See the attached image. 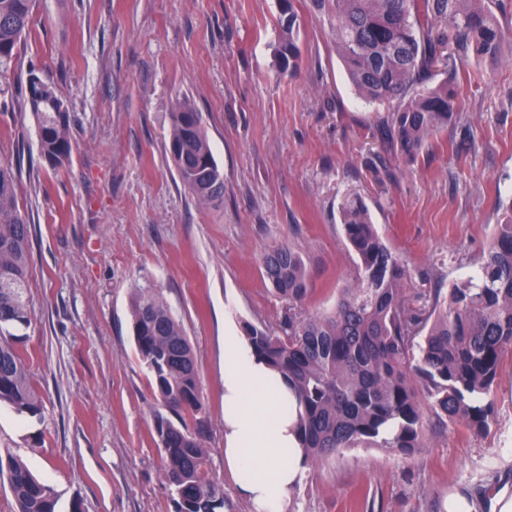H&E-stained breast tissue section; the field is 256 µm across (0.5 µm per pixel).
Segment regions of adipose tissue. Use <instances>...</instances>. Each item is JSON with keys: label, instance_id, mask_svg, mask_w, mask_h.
<instances>
[{"label": "adipose tissue", "instance_id": "1", "mask_svg": "<svg viewBox=\"0 0 512 512\" xmlns=\"http://www.w3.org/2000/svg\"><path fill=\"white\" fill-rule=\"evenodd\" d=\"M295 403L280 374L241 345L224 357V460L235 473H249L243 486L256 512H282L303 480L307 461L296 414L280 416V402Z\"/></svg>", "mask_w": 512, "mask_h": 512}]
</instances>
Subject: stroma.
I'll return each mask as SVG.
<instances>
[{
  "label": "stroma",
  "mask_w": 512,
  "mask_h": 512,
  "mask_svg": "<svg viewBox=\"0 0 512 512\" xmlns=\"http://www.w3.org/2000/svg\"><path fill=\"white\" fill-rule=\"evenodd\" d=\"M303 63L280 75L278 0H37L0 72V160L12 162L32 226L33 316L18 347L41 416L0 410V449L57 495V512H175L154 426L159 404L134 339L133 284L157 288L196 356L207 471L230 512H255L224 466V352L244 324L277 328L286 305L259 259L287 244L306 261L310 310L336 305L357 257L343 199L365 201L414 288L448 290L480 265L512 196V38L469 58L458 108L415 160L380 140L382 104L349 82L329 30L294 0ZM49 79L71 112L72 153L50 169L21 92ZM194 103L224 175L200 204L169 151L170 114ZM485 432L425 411L412 455L361 445L313 461L283 512H448V492L485 498L512 455V351Z\"/></svg>",
  "instance_id": "stroma-1"
}]
</instances>
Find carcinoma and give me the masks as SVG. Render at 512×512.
Returning <instances> with one entry per match:
<instances>
[{"label":"carcinoma","mask_w":512,"mask_h":512,"mask_svg":"<svg viewBox=\"0 0 512 512\" xmlns=\"http://www.w3.org/2000/svg\"><path fill=\"white\" fill-rule=\"evenodd\" d=\"M36 0H0V67L17 54ZM326 24L356 92L389 105L377 126L383 141L408 160L448 128L457 110L454 82L469 53L496 58L509 35L495 10L503 0H310ZM278 68L294 75L302 63L294 0H279ZM448 78L432 83L437 69ZM23 108L36 121L40 155L55 170L70 158V110L50 82L30 74ZM170 153L183 186L205 206L224 202V175L187 102L171 113ZM345 237L359 258L354 284L340 290L329 313L305 308L303 257L287 244L260 256L274 293L287 305L276 331L246 324L253 353L278 370L297 395L298 429L307 458L379 444L410 455L423 440L428 404L470 431L487 429L484 401L503 355L512 349V202L495 225L492 244L474 275L448 297L407 288L408 266L384 243L356 195L340 206ZM31 227L20 211L13 167L0 163V408L41 413L43 399L14 342L30 323ZM134 338L151 385L174 425L154 413L163 449L162 474L175 493V512H224V492L207 477L205 403L190 342L160 292L134 284ZM15 512H56L54 489L20 459L0 453V483Z\"/></svg>","instance_id":"cac0c4a2"}]
</instances>
